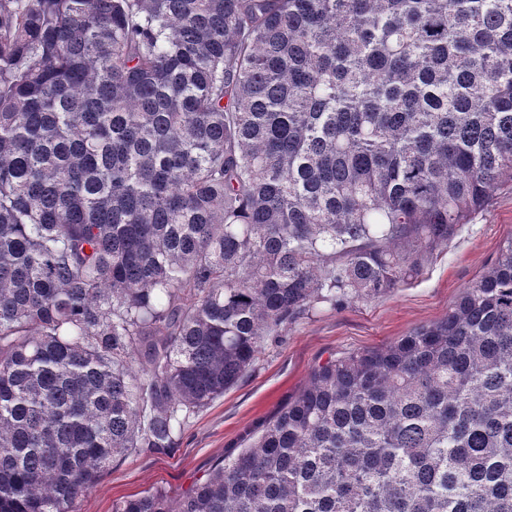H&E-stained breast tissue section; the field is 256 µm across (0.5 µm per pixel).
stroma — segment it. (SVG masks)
I'll return each mask as SVG.
<instances>
[{
	"label": "stroma",
	"mask_w": 512,
	"mask_h": 512,
	"mask_svg": "<svg viewBox=\"0 0 512 512\" xmlns=\"http://www.w3.org/2000/svg\"><path fill=\"white\" fill-rule=\"evenodd\" d=\"M510 236L512 187L505 185L415 279L376 300L317 304L283 325L233 387L190 417L177 447L114 461L75 502V512H112L113 503L157 489L180 498L295 398L318 362L335 353L389 346L443 319Z\"/></svg>",
	"instance_id": "35a3bbf8"
}]
</instances>
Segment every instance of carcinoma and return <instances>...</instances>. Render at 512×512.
<instances>
[{"label":"carcinoma","mask_w":512,"mask_h":512,"mask_svg":"<svg viewBox=\"0 0 512 512\" xmlns=\"http://www.w3.org/2000/svg\"><path fill=\"white\" fill-rule=\"evenodd\" d=\"M505 184L512 0H0V512L177 447L281 326L418 277ZM112 512H512V236Z\"/></svg>","instance_id":"carcinoma-1"}]
</instances>
